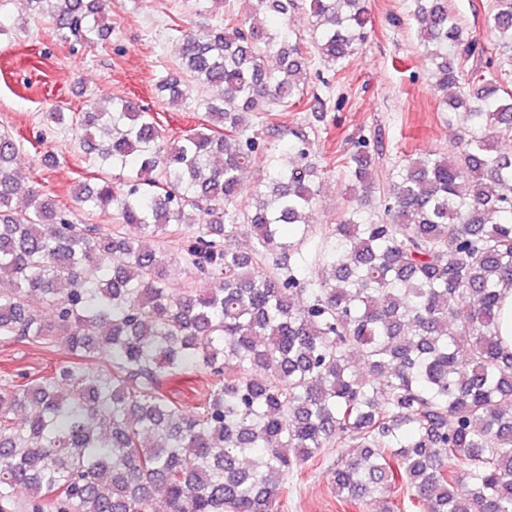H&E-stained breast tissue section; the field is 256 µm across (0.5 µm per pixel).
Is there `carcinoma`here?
Wrapping results in <instances>:
<instances>
[{"instance_id": "obj_1", "label": "carcinoma", "mask_w": 512, "mask_h": 512, "mask_svg": "<svg viewBox=\"0 0 512 512\" xmlns=\"http://www.w3.org/2000/svg\"><path fill=\"white\" fill-rule=\"evenodd\" d=\"M366 2L241 0L182 31L155 94L201 117L173 140L129 97L45 113L94 155L101 176L72 200L114 211L110 227L74 223L13 167L19 141L0 130V343L60 336L63 353L43 375L0 372V512H277L289 477L332 448L347 501L402 490L419 512H512V353L497 324L512 287V152L497 146L512 138V89L499 57L448 0H413L459 142L406 159L382 187L361 138L342 167L383 212L355 202L309 250L314 139L293 131L275 153L255 122L326 110L308 91L312 59L342 69L366 38ZM15 5L0 0V37ZM25 5L63 44L116 30L108 0ZM299 9L308 42L290 28ZM486 23L511 56L512 0H494ZM259 164L269 191L249 194L241 175ZM198 371L213 378L187 409L168 385Z\"/></svg>"}]
</instances>
